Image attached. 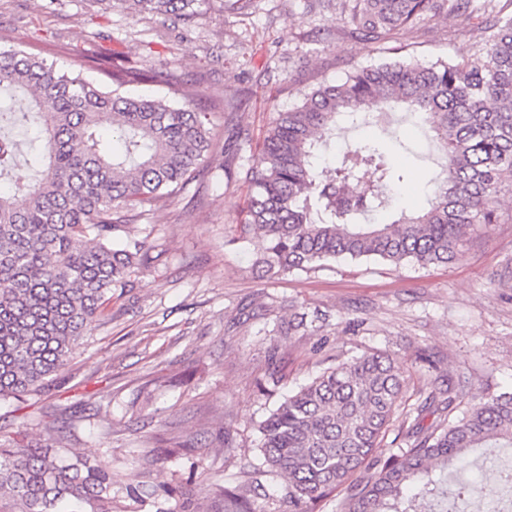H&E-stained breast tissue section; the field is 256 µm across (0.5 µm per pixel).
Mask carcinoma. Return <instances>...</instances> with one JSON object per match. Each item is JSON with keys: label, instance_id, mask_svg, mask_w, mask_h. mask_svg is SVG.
I'll return each instance as SVG.
<instances>
[{"label": "carcinoma", "instance_id": "cac0c4a2", "mask_svg": "<svg viewBox=\"0 0 512 512\" xmlns=\"http://www.w3.org/2000/svg\"><path fill=\"white\" fill-rule=\"evenodd\" d=\"M135 14L191 21L204 0H126ZM512 0H341L343 31L386 42L444 14L470 29L477 50L425 65L413 56L355 68L322 83L271 123L245 173L249 222L261 240L255 265L273 278L336 259L446 264L472 225L500 223L498 194L512 182ZM90 61L106 78L90 82L24 50L0 51V131L23 126L42 136L34 177L0 193V400L44 388L92 325L106 317L114 290L153 257L144 242L112 246L126 227L121 210L152 208L183 191L212 151L206 113L167 97H132L127 84L166 81L132 60ZM420 115L445 159L428 207L389 223L365 220L390 210L401 176L376 147L344 152L332 168L315 164L336 125L359 117L380 126L396 108ZM107 120L123 149L97 134ZM17 143L0 134V179L18 165ZM404 388L389 355L364 352L323 371L287 396L258 425L263 464L288 480V512H315L339 491L340 512H454L470 491L448 484V469L479 448H512V392L453 413V380L430 392L401 431L406 447L376 454ZM435 421L424 425V418ZM55 445L0 443V512H114L112 470L70 448L55 423ZM140 505L162 495L180 512H263L219 484L133 489Z\"/></svg>", "mask_w": 512, "mask_h": 512}]
</instances>
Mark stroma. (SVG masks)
I'll return each instance as SVG.
<instances>
[{"label": "stroma", "instance_id": "1", "mask_svg": "<svg viewBox=\"0 0 512 512\" xmlns=\"http://www.w3.org/2000/svg\"><path fill=\"white\" fill-rule=\"evenodd\" d=\"M397 43L429 64L475 50L463 24L445 16ZM14 49L90 81L99 74L86 49L168 73L183 90L176 104L207 113L215 146L183 193L129 220L154 265L131 274L110 320L83 336L45 389L0 403V443L18 431L45 442L44 420L69 408L68 445L111 469L114 512H129L126 488L147 460L155 484L206 477L265 512H288L284 480L252 468L257 425L337 362L379 351L402 363L387 453L432 387L459 381L469 400L512 391V186L502 189L501 223L474 225L445 264L344 260L268 279L254 265L256 243L239 237L245 172L277 114L322 82L394 57L387 44L344 34L336 0H205L186 23L141 18L121 0L106 11L96 0H0V51ZM430 134L410 119L385 146L403 176L396 209L424 208L436 189ZM297 312L312 325L275 334ZM273 375L279 384L264 393Z\"/></svg>", "mask_w": 512, "mask_h": 512}]
</instances>
